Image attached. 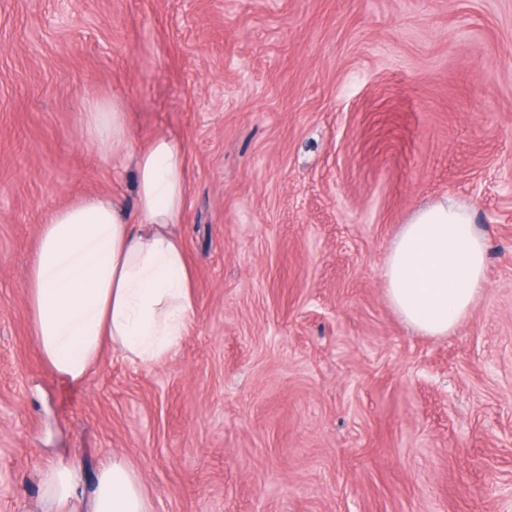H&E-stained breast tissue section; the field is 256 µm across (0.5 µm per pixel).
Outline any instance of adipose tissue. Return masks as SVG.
I'll return each mask as SVG.
<instances>
[{"instance_id": "obj_1", "label": "adipose tissue", "mask_w": 512, "mask_h": 512, "mask_svg": "<svg viewBox=\"0 0 512 512\" xmlns=\"http://www.w3.org/2000/svg\"><path fill=\"white\" fill-rule=\"evenodd\" d=\"M84 133L98 154L132 155L135 211L92 194L52 210L40 227L24 291L45 363L78 384L98 364L104 342L145 368L178 351L195 314L193 277L173 227L188 208L186 155L158 136L129 153L126 114L116 103L87 99ZM487 235L469 205L443 199L402 224L383 267L386 296L415 330L445 336L466 319L486 286ZM80 467L56 465L41 475L54 512H149L126 461L108 456L91 496L79 498Z\"/></svg>"}]
</instances>
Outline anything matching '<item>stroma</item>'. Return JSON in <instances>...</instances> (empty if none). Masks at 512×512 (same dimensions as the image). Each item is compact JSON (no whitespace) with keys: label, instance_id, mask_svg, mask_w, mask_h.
Wrapping results in <instances>:
<instances>
[{"label":"stroma","instance_id":"obj_1","mask_svg":"<svg viewBox=\"0 0 512 512\" xmlns=\"http://www.w3.org/2000/svg\"><path fill=\"white\" fill-rule=\"evenodd\" d=\"M90 97L130 149L184 147L196 310L167 363L108 343L72 385L24 280L54 208H135ZM510 161L512 0H0V512H48L43 469L90 482L110 453L150 512H512ZM447 196L490 239L487 286L427 336L382 270ZM83 114L85 137L98 154L112 159L127 154L126 114L114 101L89 98Z\"/></svg>","mask_w":512,"mask_h":512}]
</instances>
